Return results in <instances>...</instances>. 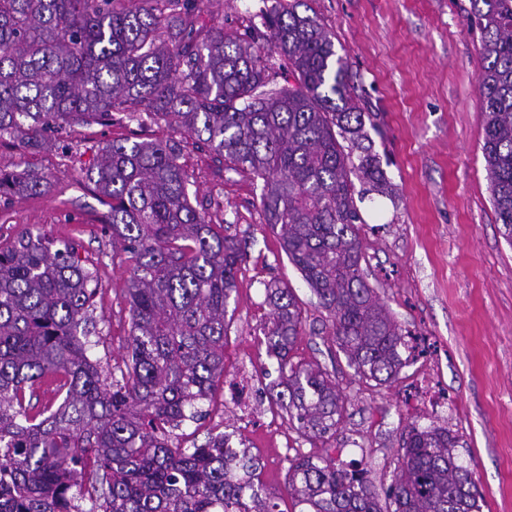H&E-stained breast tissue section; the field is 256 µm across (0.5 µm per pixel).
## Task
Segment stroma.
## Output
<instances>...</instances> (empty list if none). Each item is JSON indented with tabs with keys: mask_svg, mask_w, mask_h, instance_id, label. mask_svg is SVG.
I'll list each match as a JSON object with an SVG mask.
<instances>
[{
	"mask_svg": "<svg viewBox=\"0 0 512 512\" xmlns=\"http://www.w3.org/2000/svg\"><path fill=\"white\" fill-rule=\"evenodd\" d=\"M276 0H207L206 27L233 34ZM469 0H301L299 13L316 17L348 60V84L370 115V148L392 184L388 196L368 195L359 208L367 282L391 316L415 336L429 337L432 358L408 355L386 385L356 375L339 351L330 315L282 252L260 206L262 180L225 172L195 135L170 119L77 125L50 146L0 142V169L45 175L49 192L0 198V245L25 225L53 241L74 244L98 280L94 357L122 364L130 330L126 299L131 264L112 247L102 218L109 207L84 174L106 143L121 138L176 141L198 203L213 223L246 239L226 321L224 380L203 419L187 423L179 441L235 435L259 463L260 497L279 512H298L288 488L287 447L345 468L367 470L377 491L390 485L401 439L427 426L431 412L407 406L406 396L436 370L452 414L444 425L459 437V463L483 497L482 512H512V244L503 236L482 153L479 39ZM290 285L303 315V333L289 357L330 373L345 401L335 432L307 440L288 423L277 394L280 374L268 356L264 324L270 312L265 283ZM260 387L259 418L278 419L284 433L241 420L224 402L240 365Z\"/></svg>",
	"mask_w": 512,
	"mask_h": 512,
	"instance_id": "1",
	"label": "stroma"
}]
</instances>
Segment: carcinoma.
I'll use <instances>...</instances> for the list:
<instances>
[{"label": "carcinoma", "instance_id": "cac0c4a2", "mask_svg": "<svg viewBox=\"0 0 512 512\" xmlns=\"http://www.w3.org/2000/svg\"><path fill=\"white\" fill-rule=\"evenodd\" d=\"M469 2L487 180L512 244V0ZM203 4L0 0V141L23 135L38 148L66 127L171 118L224 170L263 180L266 224L333 318L348 366L388 384L404 366L403 329L366 281L355 182L381 196L391 184L363 145L347 61L294 7L229 35L198 24ZM179 159L174 141L125 138L85 172L108 199L112 243L134 261L119 379L90 355L96 277L77 248L54 249L29 226L0 246V512H276L243 502L257 465L230 454L224 436L172 441L224 377L227 305L244 261L240 240L192 204ZM48 188L38 172L0 170V196ZM265 291L281 407L302 435L321 438L344 402L327 372L289 358L303 325L292 290ZM48 382L56 400L34 413L31 397ZM458 443L434 422L409 427L383 506L366 470L310 455L290 461L289 486L304 512H480Z\"/></svg>", "mask_w": 512, "mask_h": 512}]
</instances>
